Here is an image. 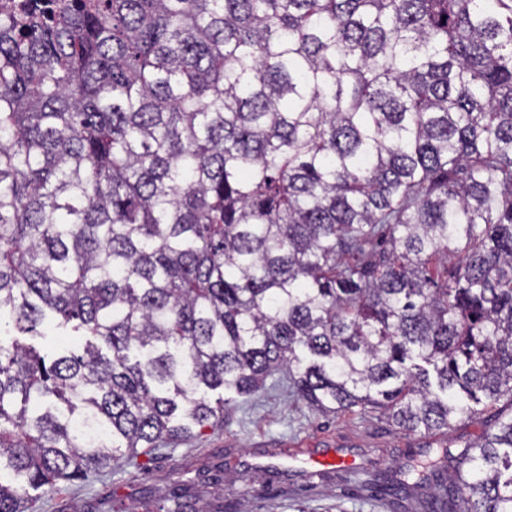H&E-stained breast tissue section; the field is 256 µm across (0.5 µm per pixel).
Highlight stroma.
I'll return each instance as SVG.
<instances>
[{"mask_svg": "<svg viewBox=\"0 0 512 512\" xmlns=\"http://www.w3.org/2000/svg\"><path fill=\"white\" fill-rule=\"evenodd\" d=\"M494 426L493 415L459 422L448 435L399 431L376 412L321 415L296 401L287 383L234 398L203 435L164 443L136 464L117 460L102 476L38 492L37 512H104L107 501L128 504L186 492L208 512H400L393 494L370 498L367 474L392 481L427 459L452 480L464 443ZM354 461L355 470L320 466L322 456Z\"/></svg>", "mask_w": 512, "mask_h": 512, "instance_id": "1", "label": "stroma"}]
</instances>
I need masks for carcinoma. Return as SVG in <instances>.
I'll return each instance as SVG.
<instances>
[{"label": "carcinoma", "mask_w": 512, "mask_h": 512, "mask_svg": "<svg viewBox=\"0 0 512 512\" xmlns=\"http://www.w3.org/2000/svg\"><path fill=\"white\" fill-rule=\"evenodd\" d=\"M277 374L409 435L512 408V0L1 6L0 512ZM460 457L399 493L512 512V414Z\"/></svg>", "instance_id": "cac0c4a2"}]
</instances>
